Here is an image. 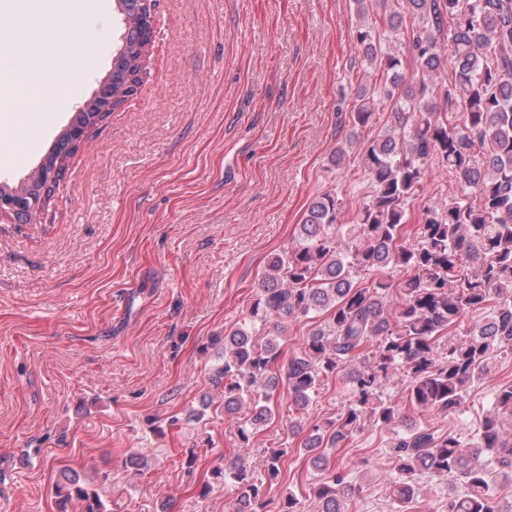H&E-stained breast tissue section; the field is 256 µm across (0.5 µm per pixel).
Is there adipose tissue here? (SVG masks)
<instances>
[{
    "instance_id": "adipose-tissue-1",
    "label": "adipose tissue",
    "mask_w": 512,
    "mask_h": 512,
    "mask_svg": "<svg viewBox=\"0 0 512 512\" xmlns=\"http://www.w3.org/2000/svg\"><path fill=\"white\" fill-rule=\"evenodd\" d=\"M83 10V0H0V14L8 18L0 25V55L10 59L9 64H0V97L10 101L9 109L0 115V130L16 136L30 132L29 114L46 93L64 102L78 97L81 73L95 62L91 44L78 28ZM31 13L38 17L36 29L19 35L11 17ZM52 35L58 36L59 44L53 75L46 78L40 76L32 55Z\"/></svg>"
}]
</instances>
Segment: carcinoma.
I'll list each match as a JSON object with an SVG mask.
<instances>
[{"mask_svg": "<svg viewBox=\"0 0 512 512\" xmlns=\"http://www.w3.org/2000/svg\"><path fill=\"white\" fill-rule=\"evenodd\" d=\"M124 32L103 95L122 101L140 73L150 22L143 0H116ZM362 23L354 32L364 61L383 82L358 85L353 129L333 151L338 167L358 150L369 192L344 222L336 192L314 198L304 213L296 246L267 261L260 291L249 305L253 323L275 321L276 335L256 337L241 326L224 331L222 363L211 374L224 413L247 409L237 429L246 448L273 418L282 391L299 413L308 410L323 378L345 372L348 403L336 421L316 424L303 448L321 478L309 485L317 512H345L362 486L336 448L365 421L389 426L398 406L383 395L389 372H401L407 400L426 420L389 442L397 479L390 496L411 503L426 475L448 482L442 512H503L501 492L512 485V386L496 394L472 446L427 416L460 413L468 384L488 376L492 361L512 354V0H354ZM413 19L411 58L392 49L404 14ZM451 54L441 55L442 42ZM411 76H406V67ZM448 70L445 83L435 78ZM443 91L454 109L429 102ZM391 104L395 123L358 141L378 102ZM75 145L60 139L45 168L65 162ZM457 178L461 191L423 210L410 223L409 206L424 189L432 166ZM398 269L403 279L393 280ZM473 313L484 317L467 320ZM314 315L321 321L299 350L283 355L288 325ZM284 454L274 449L264 473L239 457L212 470L215 482L234 485L232 512H268L266 488L277 480ZM62 504L77 500L83 512H110L92 483L66 468L53 487Z\"/></svg>", "mask_w": 512, "mask_h": 512, "instance_id": "cac0c4a2", "label": "carcinoma"}]
</instances>
